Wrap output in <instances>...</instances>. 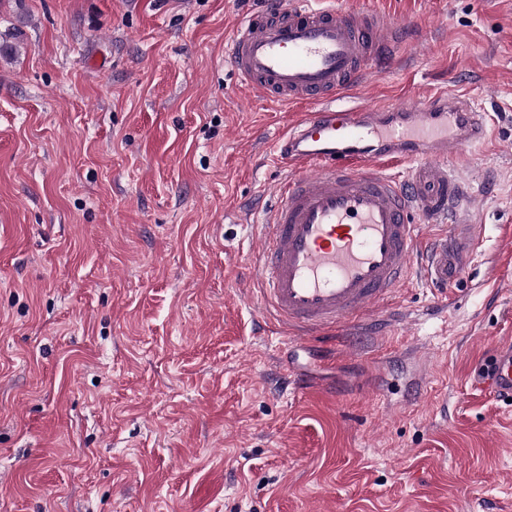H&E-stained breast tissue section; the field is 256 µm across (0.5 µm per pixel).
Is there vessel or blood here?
Wrapping results in <instances>:
<instances>
[{
  "mask_svg": "<svg viewBox=\"0 0 512 512\" xmlns=\"http://www.w3.org/2000/svg\"><path fill=\"white\" fill-rule=\"evenodd\" d=\"M412 38L389 14L306 0H269L234 31L231 61L245 87L274 102L319 105L277 145L286 175L255 256L262 312L290 340L335 348L416 271L446 289L482 241L448 162L489 139L486 114L452 93L334 106ZM403 164L404 179L388 175ZM491 361L494 391L512 397V343L496 346Z\"/></svg>",
  "mask_w": 512,
  "mask_h": 512,
  "instance_id": "b4317fda",
  "label": "vessel or blood"
}]
</instances>
